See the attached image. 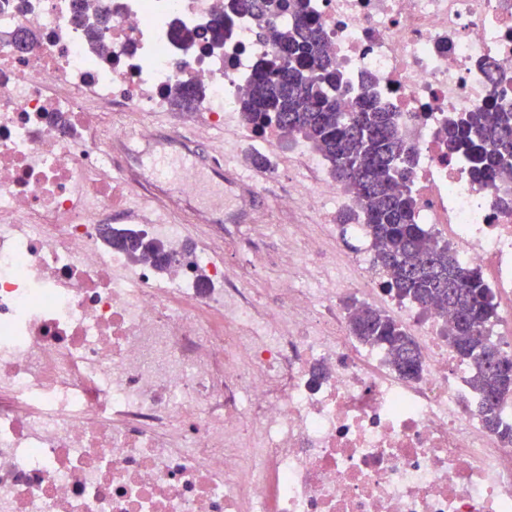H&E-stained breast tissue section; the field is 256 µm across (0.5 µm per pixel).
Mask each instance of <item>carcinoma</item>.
<instances>
[{
	"instance_id": "cac0c4a2",
	"label": "carcinoma",
	"mask_w": 512,
	"mask_h": 512,
	"mask_svg": "<svg viewBox=\"0 0 512 512\" xmlns=\"http://www.w3.org/2000/svg\"><path fill=\"white\" fill-rule=\"evenodd\" d=\"M267 8L268 0H234L232 13L262 22ZM289 8L291 24L266 29L277 54L254 73L240 100L243 124L301 138L329 163L336 182L361 207V214L348 211L339 221H364L373 263L384 274L382 289L401 302L425 309L437 306L449 313L448 345L470 365L469 385L478 397L481 420L512 442V425L501 416L503 402L512 396V357L503 355L489 334L498 310L482 272L463 265L448 242L416 223L417 200L409 189L415 154L400 132L399 113L366 94L348 105L336 98L342 75L326 55L322 32L302 0ZM203 94L200 85L178 84L172 88V102L190 109ZM446 144L450 154L467 150L481 181L512 183L511 108L494 102L468 113L448 127ZM119 235L114 230L104 241L133 261L144 259L149 251L157 253L140 237L127 242ZM348 326L359 341L386 347L400 375L420 377L422 362L414 336L401 321L370 305L350 306Z\"/></svg>"
}]
</instances>
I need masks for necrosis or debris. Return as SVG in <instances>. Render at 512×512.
I'll use <instances>...</instances> for the list:
<instances>
[{
	"label": "necrosis or debris",
	"instance_id": "4bbe7bcc",
	"mask_svg": "<svg viewBox=\"0 0 512 512\" xmlns=\"http://www.w3.org/2000/svg\"><path fill=\"white\" fill-rule=\"evenodd\" d=\"M225 2L0 0V512H512V443L470 405L441 311L403 309L409 380L348 334L338 285L295 282L324 254L305 225L271 309L183 225L130 217L171 250L165 277L104 246L133 185L105 174L132 135L113 111L168 113L173 86L199 83L205 126L236 125L276 53L248 16L211 47ZM304 4L348 89L399 113L417 222L487 273L511 336L512 191L476 180L444 128L512 72V0ZM294 154L320 219L326 201L358 209L324 159Z\"/></svg>",
	"mask_w": 512,
	"mask_h": 512
}]
</instances>
